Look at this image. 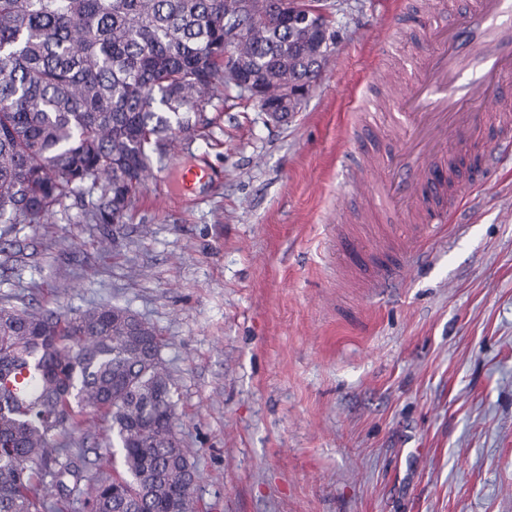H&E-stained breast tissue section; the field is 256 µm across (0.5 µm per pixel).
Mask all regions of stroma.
I'll use <instances>...</instances> for the list:
<instances>
[{
	"label": "stroma",
	"instance_id": "1",
	"mask_svg": "<svg viewBox=\"0 0 512 512\" xmlns=\"http://www.w3.org/2000/svg\"><path fill=\"white\" fill-rule=\"evenodd\" d=\"M326 0L336 44L276 124L231 87L155 161L120 235L70 197L0 237V298L154 325L199 512H512V157L394 288H343L338 228L401 224L343 161L399 150L437 0ZM388 76L371 84L374 70Z\"/></svg>",
	"mask_w": 512,
	"mask_h": 512
}]
</instances>
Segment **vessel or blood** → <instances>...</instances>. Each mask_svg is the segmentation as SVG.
<instances>
[{
  "label": "vessel or blood",
  "mask_w": 512,
  "mask_h": 512,
  "mask_svg": "<svg viewBox=\"0 0 512 512\" xmlns=\"http://www.w3.org/2000/svg\"><path fill=\"white\" fill-rule=\"evenodd\" d=\"M465 3L429 23L427 62L389 116L401 150L385 159L376 192L417 221L363 225L344 253L340 270L347 276H360L363 257L372 258L376 288L396 286L402 269L419 264L429 225L458 211L469 183L463 160L481 129L498 135L485 147L486 162L512 153V0Z\"/></svg>",
  "instance_id": "b4317fda"
}]
</instances>
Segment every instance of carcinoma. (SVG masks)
Here are the masks:
<instances>
[{"label":"carcinoma","mask_w":512,"mask_h":512,"mask_svg":"<svg viewBox=\"0 0 512 512\" xmlns=\"http://www.w3.org/2000/svg\"><path fill=\"white\" fill-rule=\"evenodd\" d=\"M232 0H0V224H44L63 199L99 191L86 213L117 224L153 155L202 122L224 88ZM237 56L266 86H315L333 46L316 31L239 17ZM163 340L129 310L76 315L0 305V512H62L87 454L120 455L86 512H196V470L175 432ZM112 442L84 448L87 416ZM50 481H45V478Z\"/></svg>","instance_id":"obj_1"}]
</instances>
